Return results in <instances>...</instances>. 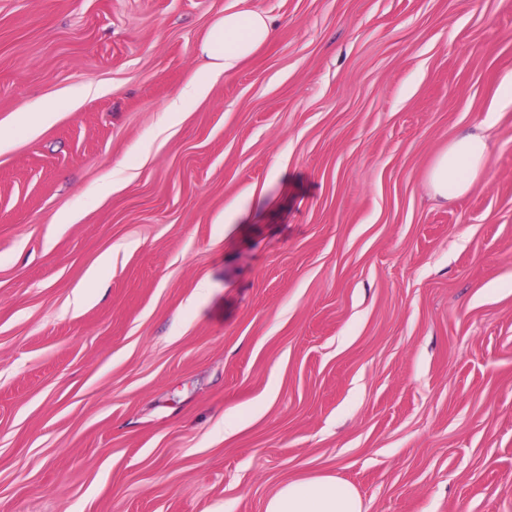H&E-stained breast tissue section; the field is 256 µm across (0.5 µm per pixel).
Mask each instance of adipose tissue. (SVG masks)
<instances>
[{"label":"adipose tissue","mask_w":512,"mask_h":512,"mask_svg":"<svg viewBox=\"0 0 512 512\" xmlns=\"http://www.w3.org/2000/svg\"><path fill=\"white\" fill-rule=\"evenodd\" d=\"M272 34L271 19L258 10L241 8L226 12L209 29L202 46L205 63L201 77L183 87L169 102L171 112L202 97L220 75L236 71L241 63L264 46ZM487 138L467 132L453 138L435 157L428 182L433 196L448 200L465 194L487 169ZM264 512H367L353 486L332 476H319L279 485L267 498Z\"/></svg>","instance_id":"1"}]
</instances>
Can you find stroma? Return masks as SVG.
Wrapping results in <instances>:
<instances>
[{
    "instance_id": "obj_1",
    "label": "stroma",
    "mask_w": 512,
    "mask_h": 512,
    "mask_svg": "<svg viewBox=\"0 0 512 512\" xmlns=\"http://www.w3.org/2000/svg\"><path fill=\"white\" fill-rule=\"evenodd\" d=\"M248 4L0 0V512H512V0ZM272 34V20L263 12L241 8L224 13L209 29L202 46L206 59L202 76L183 87L165 112H182L186 104L202 97L220 75L236 71L241 63L264 46ZM62 108L61 104L47 105L37 112H24L19 118V124L22 128L34 129L50 122L55 113ZM489 159V145L484 134L470 131L456 136L437 154L430 167L431 193L443 201L465 194L473 181L486 171ZM264 512H367L353 486L336 477L319 476L279 485Z\"/></svg>"
}]
</instances>
